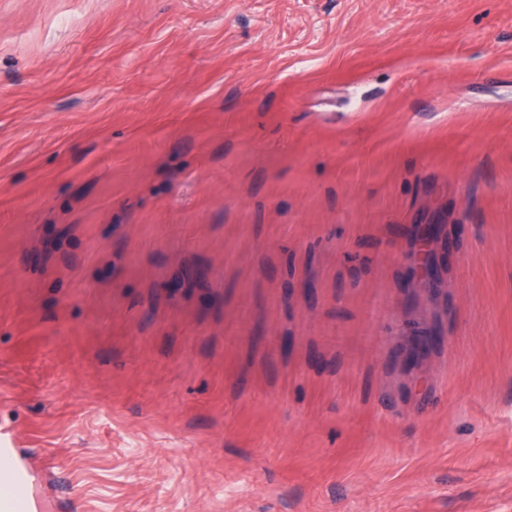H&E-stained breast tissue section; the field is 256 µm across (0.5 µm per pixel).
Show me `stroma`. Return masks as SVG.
Wrapping results in <instances>:
<instances>
[{
	"mask_svg": "<svg viewBox=\"0 0 512 512\" xmlns=\"http://www.w3.org/2000/svg\"><path fill=\"white\" fill-rule=\"evenodd\" d=\"M1 435L42 512H512V0H0Z\"/></svg>",
	"mask_w": 512,
	"mask_h": 512,
	"instance_id": "stroma-1",
	"label": "stroma"
}]
</instances>
